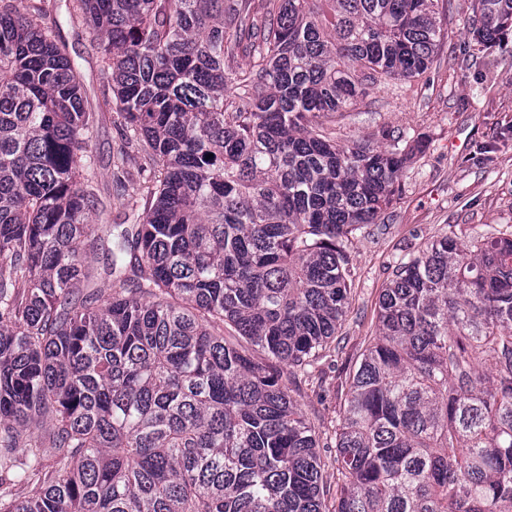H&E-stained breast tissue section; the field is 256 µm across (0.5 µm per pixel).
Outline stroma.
Masks as SVG:
<instances>
[{"label":"stroma","mask_w":512,"mask_h":512,"mask_svg":"<svg viewBox=\"0 0 512 512\" xmlns=\"http://www.w3.org/2000/svg\"><path fill=\"white\" fill-rule=\"evenodd\" d=\"M47 24L57 26L78 76L84 103L97 115L91 149L93 189L99 224H120L124 211L113 205L117 182L132 196L154 179L136 148L126 146L112 108V78L83 17H69L64 0H46ZM471 0H451L450 36L437 62L414 81L368 86L359 111L326 122L337 142L379 141L381 130L407 144L425 142L407 164L402 193L381 223L354 234L351 250L356 281L342 328L343 348L326 364L321 389L303 388L295 398L314 423L324 481L336 485L334 429L344 409L349 371L375 333V303L395 266L418 247L447 232L469 239L490 226L512 238V42L486 48L464 27Z\"/></svg>","instance_id":"1"}]
</instances>
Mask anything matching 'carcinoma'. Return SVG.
I'll return each instance as SVG.
<instances>
[{
    "instance_id": "carcinoma-1",
    "label": "carcinoma",
    "mask_w": 512,
    "mask_h": 512,
    "mask_svg": "<svg viewBox=\"0 0 512 512\" xmlns=\"http://www.w3.org/2000/svg\"><path fill=\"white\" fill-rule=\"evenodd\" d=\"M72 11L159 176L141 205L115 189L134 223L114 226L101 304L95 113L44 0H0V512H512V238L446 233L381 288L330 506L288 387L340 349L350 236L406 160L323 120L432 67L438 0ZM464 27L507 40L512 0H473Z\"/></svg>"
}]
</instances>
